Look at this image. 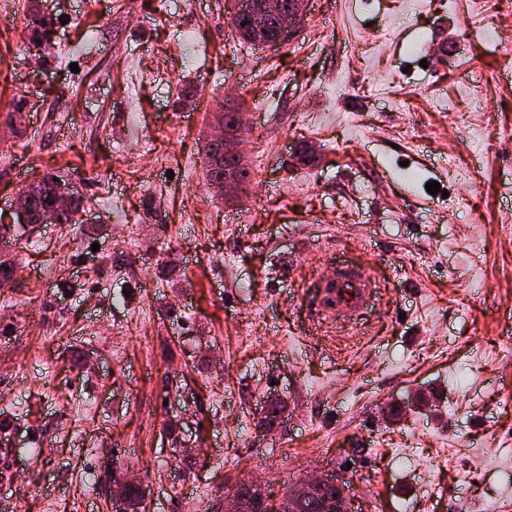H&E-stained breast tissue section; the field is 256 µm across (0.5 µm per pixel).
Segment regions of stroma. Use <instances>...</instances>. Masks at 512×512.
<instances>
[{"label":"stroma","instance_id":"35a3bbf8","mask_svg":"<svg viewBox=\"0 0 512 512\" xmlns=\"http://www.w3.org/2000/svg\"><path fill=\"white\" fill-rule=\"evenodd\" d=\"M231 7L41 0L39 57L0 0V512H113L128 474L137 512H224L322 473L363 512H512V7L310 0L275 49ZM224 105L250 119L234 203L203 175ZM47 173L78 223H18ZM339 260L380 291L302 335ZM113 483L114 484H113V488H112V495L115 496L116 500L119 499L120 492L123 488H125L129 485H136V486H129L125 489L123 502L119 503L120 508L116 512H128L130 507L135 504H138V502L141 498V493H140L139 488L142 490L143 494L145 492L144 484L141 480H132V479L116 480V479H114Z\"/></svg>","mask_w":512,"mask_h":512}]
</instances>
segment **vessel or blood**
I'll return each instance as SVG.
<instances>
[{
	"mask_svg": "<svg viewBox=\"0 0 512 512\" xmlns=\"http://www.w3.org/2000/svg\"><path fill=\"white\" fill-rule=\"evenodd\" d=\"M307 316L309 326L324 321L344 320L359 316L374 294L377 283L360 267L340 263L333 277L311 278Z\"/></svg>",
	"mask_w": 512,
	"mask_h": 512,
	"instance_id": "obj_1",
	"label": "vessel or blood"
}]
</instances>
